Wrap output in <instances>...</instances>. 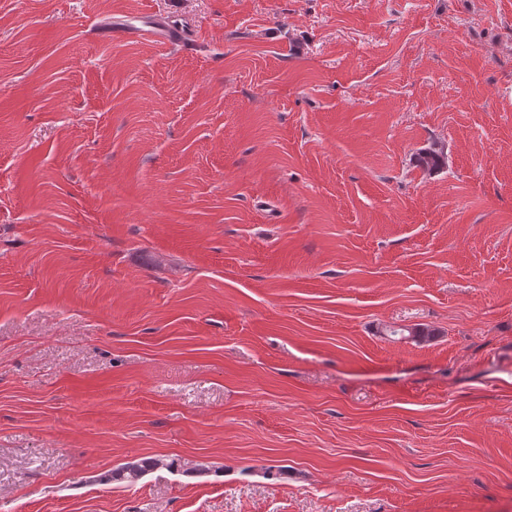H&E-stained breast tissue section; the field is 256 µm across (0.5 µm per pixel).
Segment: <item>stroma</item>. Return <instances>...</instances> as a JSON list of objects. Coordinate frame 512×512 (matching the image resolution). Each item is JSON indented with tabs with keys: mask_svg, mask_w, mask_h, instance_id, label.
I'll return each mask as SVG.
<instances>
[{
	"mask_svg": "<svg viewBox=\"0 0 512 512\" xmlns=\"http://www.w3.org/2000/svg\"><path fill=\"white\" fill-rule=\"evenodd\" d=\"M0 512H512V0H0ZM97 37L105 41L125 40L130 37L148 38L161 43L177 44L183 39L182 27L175 24H163L154 19L146 22L140 21L139 24L123 20L112 25V27L98 26L96 29ZM176 467L175 461H167L161 458H142L126 462L116 469H113L108 477L107 482L126 483L128 485L135 484L144 475L159 469L173 470Z\"/></svg>",
	"mask_w": 512,
	"mask_h": 512,
	"instance_id": "obj_1",
	"label": "stroma"
}]
</instances>
